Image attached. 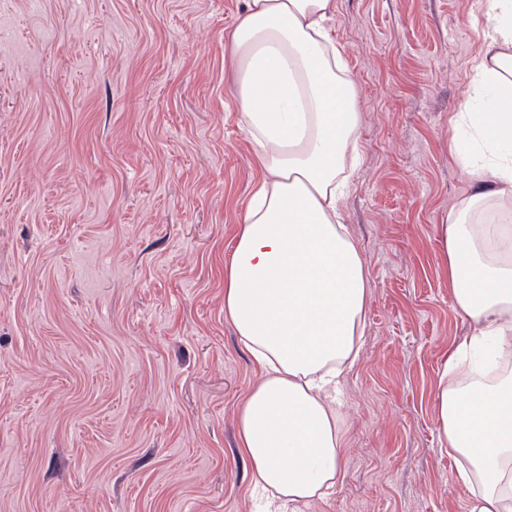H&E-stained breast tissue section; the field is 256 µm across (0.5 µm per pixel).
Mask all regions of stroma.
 Masks as SVG:
<instances>
[{
  "instance_id": "35a3bbf8",
  "label": "stroma",
  "mask_w": 512,
  "mask_h": 512,
  "mask_svg": "<svg viewBox=\"0 0 512 512\" xmlns=\"http://www.w3.org/2000/svg\"><path fill=\"white\" fill-rule=\"evenodd\" d=\"M482 0H336L369 279L343 477L296 512H469L435 408L471 333L437 229L473 188L453 126ZM244 0H0V512H254L258 367L224 265L261 177L238 124Z\"/></svg>"
}]
</instances>
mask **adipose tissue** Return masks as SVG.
Listing matches in <instances>:
<instances>
[{
  "instance_id": "ef3b65f1",
  "label": "adipose tissue",
  "mask_w": 512,
  "mask_h": 512,
  "mask_svg": "<svg viewBox=\"0 0 512 512\" xmlns=\"http://www.w3.org/2000/svg\"><path fill=\"white\" fill-rule=\"evenodd\" d=\"M491 23L456 120L474 192L441 225L452 304L471 333L448 356L435 405L469 512H512V0ZM335 0H245L229 66L242 128L263 171L224 266V315L260 368L237 420L254 488L280 508L323 497L341 473L336 407L356 360L369 280L340 203L358 158L356 90L330 34Z\"/></svg>"
}]
</instances>
